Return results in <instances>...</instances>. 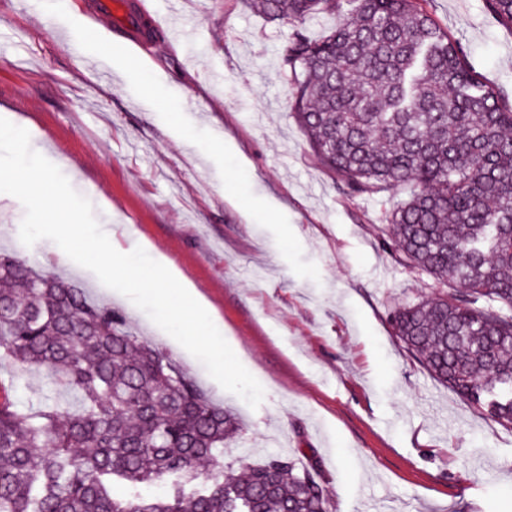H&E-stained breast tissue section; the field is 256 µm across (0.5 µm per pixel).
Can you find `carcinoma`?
<instances>
[{
    "label": "carcinoma",
    "instance_id": "carcinoma-1",
    "mask_svg": "<svg viewBox=\"0 0 512 512\" xmlns=\"http://www.w3.org/2000/svg\"><path fill=\"white\" fill-rule=\"evenodd\" d=\"M293 27L279 74L319 163L350 197L413 192L379 239L438 293L389 313L436 381L512 430V106L468 66L427 0H245ZM512 32V0H485ZM334 24L319 39L304 25ZM0 512H328L316 464L224 471L233 415L116 310L0 254ZM45 371L66 398L21 410ZM167 493L147 501L139 485ZM124 487L120 496L116 485ZM52 395L51 386L42 374H33L15 382L12 396L21 408L37 404Z\"/></svg>",
    "mask_w": 512,
    "mask_h": 512
}]
</instances>
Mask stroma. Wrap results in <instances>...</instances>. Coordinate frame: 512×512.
Instances as JSON below:
<instances>
[{
	"mask_svg": "<svg viewBox=\"0 0 512 512\" xmlns=\"http://www.w3.org/2000/svg\"><path fill=\"white\" fill-rule=\"evenodd\" d=\"M0 0V113L94 206L112 244L135 225L220 318L265 396L250 408L129 299L19 240L22 204L0 196V250L51 270L119 311L241 427L224 449L239 467L304 448L329 512H512V431L435 381L389 324L433 296L379 245L380 197L352 198L317 161L288 106L279 52L291 32L245 0H180L185 35L138 46L102 34L110 83L76 68L66 16ZM483 79L512 97V33L484 0H428Z\"/></svg>",
	"mask_w": 512,
	"mask_h": 512,
	"instance_id": "obj_1",
	"label": "stroma"
}]
</instances>
